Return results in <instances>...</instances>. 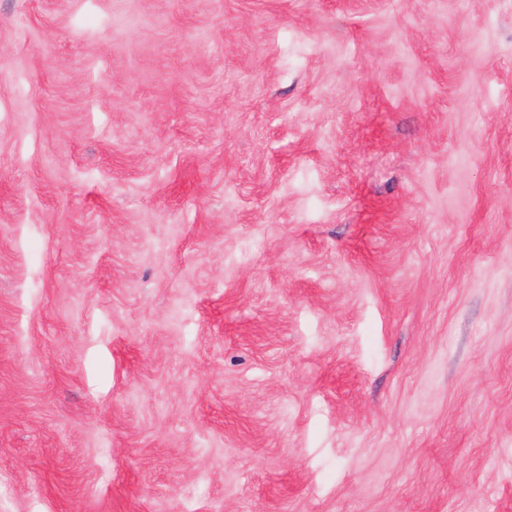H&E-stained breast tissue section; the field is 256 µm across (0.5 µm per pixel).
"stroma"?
<instances>
[{"mask_svg": "<svg viewBox=\"0 0 512 512\" xmlns=\"http://www.w3.org/2000/svg\"><path fill=\"white\" fill-rule=\"evenodd\" d=\"M0 512H512V0H0Z\"/></svg>", "mask_w": 512, "mask_h": 512, "instance_id": "stroma-1", "label": "stroma"}]
</instances>
